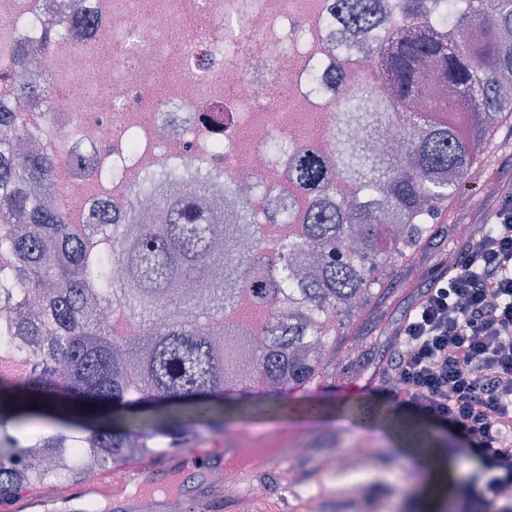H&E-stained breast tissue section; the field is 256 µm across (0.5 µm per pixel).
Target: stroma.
<instances>
[{
	"label": "stroma",
	"instance_id": "35a3bbf8",
	"mask_svg": "<svg viewBox=\"0 0 512 512\" xmlns=\"http://www.w3.org/2000/svg\"><path fill=\"white\" fill-rule=\"evenodd\" d=\"M478 178L467 179L440 215L432 235L395 267L390 285L378 302L355 322L351 335L342 340L336 358L343 376L326 380L312 389L292 388L273 397L250 389L238 397L239 410L224 427V439H253L261 448H288L293 452L289 465L307 472V481L321 498L333 502L345 495L316 470L317 460L338 449L357 444L371 449L360 462L369 479L385 482L400 478L412 488L409 497L377 491L375 500L358 499L354 512H454L455 492L443 483H430L412 451L439 448L453 451L464 447L458 432L429 419L390 398L375 372L386 359L407 310L420 289L438 272L441 259L457 258L468 231L482 224L512 188V127L504 125L491 135ZM371 402L378 410L375 425L364 426L355 415H337V404L354 407ZM297 407L309 402L325 406L327 414L318 420L286 419L268 412L270 403ZM305 456H296V449Z\"/></svg>",
	"mask_w": 512,
	"mask_h": 512
}]
</instances>
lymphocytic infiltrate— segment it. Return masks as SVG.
Masks as SVG:
<instances>
[{"mask_svg":"<svg viewBox=\"0 0 512 512\" xmlns=\"http://www.w3.org/2000/svg\"><path fill=\"white\" fill-rule=\"evenodd\" d=\"M401 403L459 429L489 477L459 482L455 512H512V201L407 312L378 372Z\"/></svg>","mask_w":512,"mask_h":512,"instance_id":"obj_1","label":"lymphocytic infiltrate"}]
</instances>
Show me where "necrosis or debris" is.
I'll list each match as a JSON object with an SVG mask.
<instances>
[{
	"label": "necrosis or debris",
	"mask_w": 512,
	"mask_h": 512,
	"mask_svg": "<svg viewBox=\"0 0 512 512\" xmlns=\"http://www.w3.org/2000/svg\"><path fill=\"white\" fill-rule=\"evenodd\" d=\"M62 0H0V107L13 111L38 150L54 147L68 130L85 159L112 164V190L99 199L123 215L121 187L133 172L161 167L172 142L186 146L192 166L206 164L214 139L224 142L219 163L229 180H244L247 199L262 219L267 244L280 233L268 219L295 190L288 181V156L311 123L331 125L336 87L353 90L373 75L383 29L402 20L398 0H380L382 24L351 31L338 20L337 0H153L142 12L137 0H82L87 22L62 36L46 34L44 22L58 19ZM24 46L40 71L64 65L82 90L65 100L53 132L42 112L12 91L23 75L9 50ZM101 47L118 49L111 63L94 62ZM280 71L283 87L272 85ZM278 138L269 155L264 144ZM355 445L324 457L320 472L338 478L351 498L365 492L362 471L351 460L366 458Z\"/></svg>",
	"instance_id": "4bbe7bcc"
}]
</instances>
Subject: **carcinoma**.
Returning <instances> with one entry per match:
<instances>
[{
  "mask_svg": "<svg viewBox=\"0 0 512 512\" xmlns=\"http://www.w3.org/2000/svg\"><path fill=\"white\" fill-rule=\"evenodd\" d=\"M345 20L370 25L377 0H344ZM408 19L378 48L377 72L336 102L327 150L298 146L288 178L301 190L300 221L285 224L267 257L264 225L247 200L224 213L221 177L169 161L139 175L132 211L114 224L98 207L73 219L57 177L110 170L60 144L0 159V428L58 399L75 416L92 404L133 413L101 426L0 438V499L41 490L63 470L77 483L126 460L164 453L201 431H224L231 396L247 385H317L333 375L337 331L388 288L389 271L432 231L439 209L471 175L494 128L512 121V0H401ZM17 92L55 123L47 82ZM374 109L406 129L402 149L355 139V110ZM26 133L0 111V152ZM349 184L343 192L340 184ZM163 198L142 220L138 203ZM251 239L254 247L236 250ZM261 332L252 365L233 377L239 336Z\"/></svg>",
  "mask_w": 512,
  "mask_h": 512,
  "instance_id": "carcinoma-1",
  "label": "carcinoma"
}]
</instances>
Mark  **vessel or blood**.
Returning a JSON list of instances; mask_svg holds the SVG:
<instances>
[{
    "label": "vessel or blood",
    "mask_w": 512,
    "mask_h": 512,
    "mask_svg": "<svg viewBox=\"0 0 512 512\" xmlns=\"http://www.w3.org/2000/svg\"><path fill=\"white\" fill-rule=\"evenodd\" d=\"M276 456L265 455L263 449L245 447L243 441L228 445L215 442L201 446L191 442L162 456L124 462L127 485L113 484L110 472L102 471L81 483L62 489L49 501L34 493L15 495L0 502V512H47L56 505L59 512H81L88 503H104L112 512H139L143 500H151L159 512H170L179 499L190 500L196 512H220L221 494H208L198 485L183 488L181 479L195 464L209 471L234 469L243 485H251L267 474Z\"/></svg>",
    "instance_id": "obj_1"
}]
</instances>
